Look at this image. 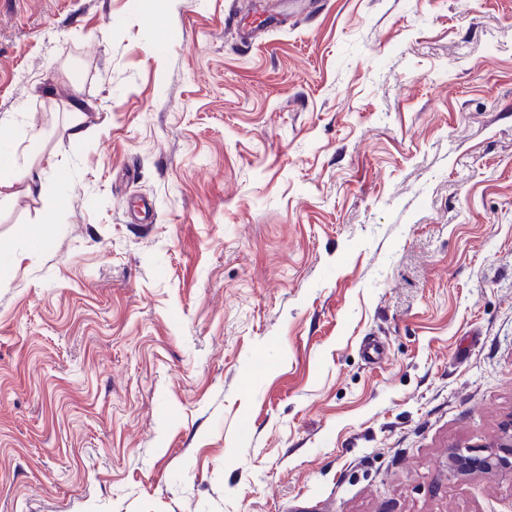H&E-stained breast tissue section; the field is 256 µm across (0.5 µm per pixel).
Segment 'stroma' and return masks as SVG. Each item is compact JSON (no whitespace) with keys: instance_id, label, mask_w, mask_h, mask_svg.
<instances>
[{"instance_id":"1","label":"stroma","mask_w":512,"mask_h":512,"mask_svg":"<svg viewBox=\"0 0 512 512\" xmlns=\"http://www.w3.org/2000/svg\"><path fill=\"white\" fill-rule=\"evenodd\" d=\"M0 121V512H512V0H0ZM0 147V187H2V175H16L20 181L27 182V190L38 191V194L42 197L45 209L52 217L60 207V200L58 198H52L43 195V182L41 173H35L31 169L25 167H19L15 159L14 154L7 151L4 146ZM38 184V186H37ZM482 448L491 449L484 456L467 455L461 449L449 452L448 475L459 477L473 472L512 470V416L502 425L495 439Z\"/></svg>"}]
</instances>
